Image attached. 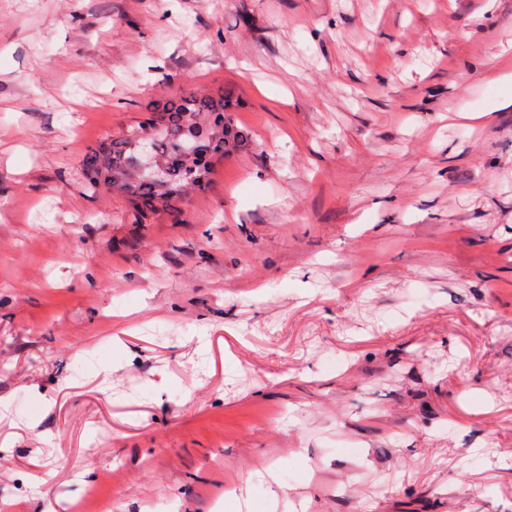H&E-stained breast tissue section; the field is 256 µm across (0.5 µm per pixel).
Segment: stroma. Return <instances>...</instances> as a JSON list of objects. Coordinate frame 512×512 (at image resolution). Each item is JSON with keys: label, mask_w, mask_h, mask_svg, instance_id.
<instances>
[{"label": "stroma", "mask_w": 512, "mask_h": 512, "mask_svg": "<svg viewBox=\"0 0 512 512\" xmlns=\"http://www.w3.org/2000/svg\"><path fill=\"white\" fill-rule=\"evenodd\" d=\"M512 0H0V512H512ZM253 135L133 221L147 104ZM142 127L141 121L130 125L126 132L116 138L101 144L97 149L85 155L82 169L85 186L88 190L96 192L102 190L100 175L102 173H121L133 171L138 154V143L135 138V129Z\"/></svg>", "instance_id": "stroma-1"}]
</instances>
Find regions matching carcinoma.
<instances>
[{
	"mask_svg": "<svg viewBox=\"0 0 512 512\" xmlns=\"http://www.w3.org/2000/svg\"><path fill=\"white\" fill-rule=\"evenodd\" d=\"M234 110L235 103L229 96L191 92L169 99L155 112V118L148 119V123L156 125L155 155L159 161L171 164L172 182L161 188L152 170L144 169L136 174L133 190L125 195L136 223L145 222L158 206L181 199L177 192L185 184V170L198 176V185L202 186L208 180L213 157L251 145L250 133L238 127L231 117ZM141 127L139 122L133 124L120 136L85 155L82 167L88 190L101 189L103 173L134 170L138 154L135 129Z\"/></svg>",
	"mask_w": 512,
	"mask_h": 512,
	"instance_id": "1",
	"label": "carcinoma"
}]
</instances>
